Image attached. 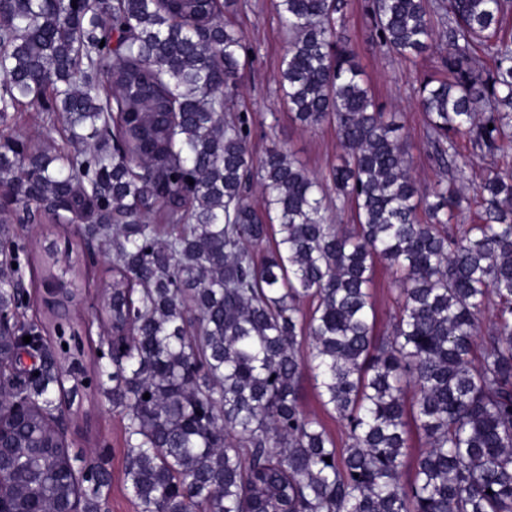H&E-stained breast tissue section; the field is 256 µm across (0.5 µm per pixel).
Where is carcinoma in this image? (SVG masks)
<instances>
[{"mask_svg":"<svg viewBox=\"0 0 512 512\" xmlns=\"http://www.w3.org/2000/svg\"><path fill=\"white\" fill-rule=\"evenodd\" d=\"M369 2L378 46H448L417 89L428 159L450 170L425 192L345 36V0H275L280 100L300 126L334 129L325 177L277 143L254 159L235 0H0V129L25 104L64 125L58 141L0 137V316L16 326L0 340V419L26 457L18 501L51 508L76 468L81 512L107 505L102 454L52 427L82 387L120 411L139 512H512V169L463 190L475 158L512 150V0ZM330 190L353 227L333 223ZM36 211L81 221L110 262L112 304L93 316L112 335L63 322L68 295L24 318L43 280L97 269L70 240L15 228ZM379 263L401 301L384 336ZM74 363L84 387L68 384ZM307 375L345 424L341 451L303 409ZM412 425L426 448L405 482Z\"/></svg>","mask_w":512,"mask_h":512,"instance_id":"1","label":"carcinoma"}]
</instances>
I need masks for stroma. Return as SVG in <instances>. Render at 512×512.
Wrapping results in <instances>:
<instances>
[{"instance_id":"1","label":"stroma","mask_w":512,"mask_h":512,"mask_svg":"<svg viewBox=\"0 0 512 512\" xmlns=\"http://www.w3.org/2000/svg\"><path fill=\"white\" fill-rule=\"evenodd\" d=\"M367 0H347V33L365 71L369 83L386 109L395 111L401 133L414 158L411 170L421 188H428L439 179V171L427 160L426 122L416 106V90L420 81L437 72L448 54L447 47L436 46L416 60L410 61L380 48L372 39L367 19ZM246 36L251 53L238 105L261 113V120L252 131V150L262 156L271 141H279L291 150L314 175H324L335 164L339 153L336 135L331 127L315 130L302 128L287 107L277 100L278 75L286 50L274 0H239L234 17ZM393 275L385 265H378L373 288L376 309V332L390 331L398 312L391 291ZM71 433L83 451L104 447L112 488L107 506L109 512H137L133 497L123 480L125 450L119 413L109 406L88 407L77 402L72 407Z\"/></svg>"}]
</instances>
